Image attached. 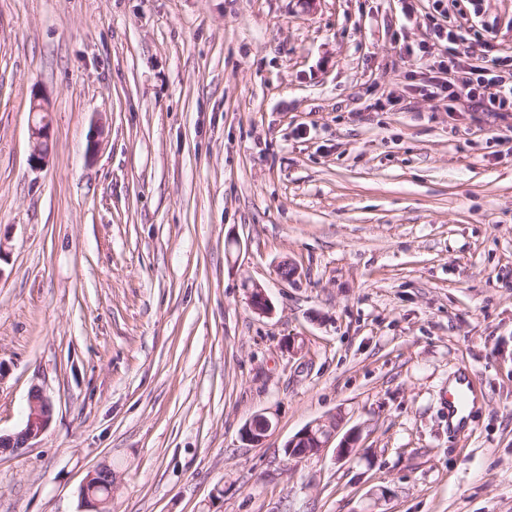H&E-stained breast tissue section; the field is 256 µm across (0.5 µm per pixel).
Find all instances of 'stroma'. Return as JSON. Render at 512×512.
Returning <instances> with one entry per match:
<instances>
[{"instance_id":"35a3bbf8","label":"stroma","mask_w":512,"mask_h":512,"mask_svg":"<svg viewBox=\"0 0 512 512\" xmlns=\"http://www.w3.org/2000/svg\"><path fill=\"white\" fill-rule=\"evenodd\" d=\"M412 3L0 0V432L54 405L0 512L103 461L112 512H512V112L427 87L512 56V0ZM330 416L351 459L285 460ZM32 138L34 145L30 162L34 166H42L49 157V126L43 120L32 126Z\"/></svg>"}]
</instances>
